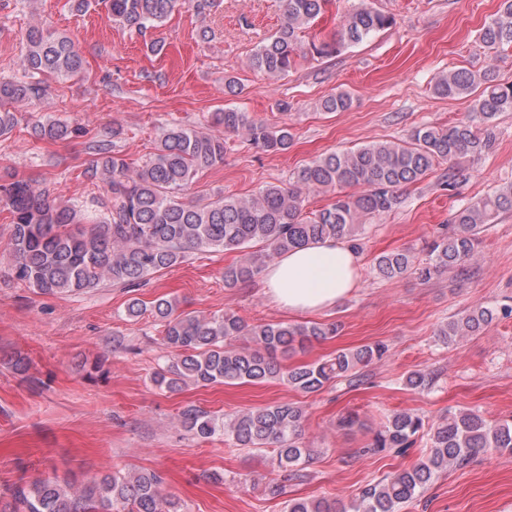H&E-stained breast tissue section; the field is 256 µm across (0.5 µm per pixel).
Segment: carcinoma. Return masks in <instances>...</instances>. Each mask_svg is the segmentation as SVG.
Listing matches in <instances>:
<instances>
[{
  "mask_svg": "<svg viewBox=\"0 0 512 512\" xmlns=\"http://www.w3.org/2000/svg\"><path fill=\"white\" fill-rule=\"evenodd\" d=\"M112 20L143 32L158 28L174 11L188 4L204 15L216 0H102ZM329 0H283L279 27L250 58L251 68L281 78L308 54H337L392 27L393 16L357 0L337 24L330 39L302 40ZM486 47L512 48V0L498 9L479 32ZM30 80L0 77V137L17 125L14 105L49 93L50 81L80 76L82 59L73 40L42 26L24 33ZM433 92L444 98L476 95L468 119L448 127L421 125L400 142L364 144L322 154L298 168L288 184L270 185L249 198H201L184 203L181 194L199 173L224 161V139L204 130L173 123L163 129L156 152L144 165L131 169L112 152V142L98 141V155L84 171L91 183L102 182L111 206L101 220L83 221L81 210L59 199L55 189L31 179L0 177V207L10 213L11 276L41 294L82 292L101 284L120 288L145 285L155 273L184 262L195 252L239 251L241 257L224 268V287L239 288L261 274L267 263L299 246L325 240L361 248V218L381 216L401 203V190L421 181L442 162L448 164V190L466 180L460 163H478L496 145V120L512 112V83H502L491 69H457L439 75ZM351 104L342 90L325 98V112H342ZM212 124L241 134L270 152H286L293 135L227 107L211 116ZM35 137L63 141L84 135L83 128L57 120L32 124ZM360 187L358 195L343 192ZM336 193L332 204L306 210L309 194ZM512 211V183L471 199L458 208L450 230L429 246L431 262L423 277L463 266L474 258L483 227L500 212ZM408 250L384 252L375 258L383 278H400L414 268ZM163 326V345L171 353L154 373L157 387L175 392L187 383L212 384L283 381L302 393H315L338 378L358 377V368L381 359L386 347L367 344L345 349L327 359L285 369L279 357L325 340L336 326L321 323L248 325L233 313L200 317L179 310L174 298L152 302ZM497 318V311L477 306L443 324L439 340L477 334ZM245 337L241 346L234 342ZM304 409L290 401L240 412L229 419L194 405L184 407L180 422L196 439L229 436L240 448L277 451L279 466L294 468L312 459L302 442ZM423 420L410 412L389 416L371 447L405 453L415 444ZM426 457L410 468L386 476L361 490L354 512H401L449 467H463L488 451L512 452V424L492 423L473 410L448 414L433 428ZM0 512H184L165 497L154 472L133 476L120 471L93 478L76 487L57 477H37L17 484L10 499L0 495ZM286 512H346L326 499H290Z\"/></svg>",
  "mask_w": 512,
  "mask_h": 512,
  "instance_id": "cac0c4a2",
  "label": "carcinoma"
}]
</instances>
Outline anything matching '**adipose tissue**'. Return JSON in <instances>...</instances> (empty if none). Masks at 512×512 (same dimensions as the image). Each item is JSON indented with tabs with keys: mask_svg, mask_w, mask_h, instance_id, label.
<instances>
[{
	"mask_svg": "<svg viewBox=\"0 0 512 512\" xmlns=\"http://www.w3.org/2000/svg\"><path fill=\"white\" fill-rule=\"evenodd\" d=\"M362 262L347 244L327 240L294 249L272 263L263 288L274 304L291 312L330 308L357 287Z\"/></svg>",
	"mask_w": 512,
	"mask_h": 512,
	"instance_id": "obj_1",
	"label": "adipose tissue"
}]
</instances>
